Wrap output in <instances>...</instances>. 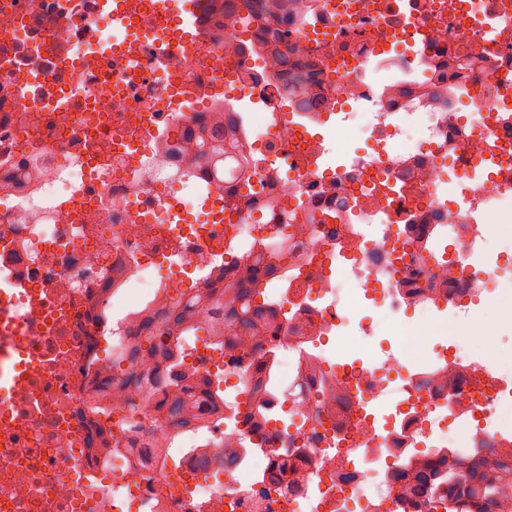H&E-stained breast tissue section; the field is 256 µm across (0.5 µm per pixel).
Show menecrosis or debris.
<instances>
[{
    "mask_svg": "<svg viewBox=\"0 0 512 512\" xmlns=\"http://www.w3.org/2000/svg\"><path fill=\"white\" fill-rule=\"evenodd\" d=\"M112 2L0 0V512L447 501V459L512 450V0Z\"/></svg>",
    "mask_w": 512,
    "mask_h": 512,
    "instance_id": "necrosis-or-debris-1",
    "label": "necrosis or debris"
}]
</instances>
